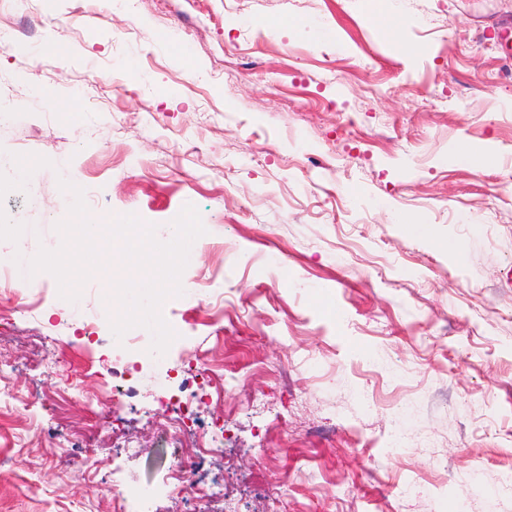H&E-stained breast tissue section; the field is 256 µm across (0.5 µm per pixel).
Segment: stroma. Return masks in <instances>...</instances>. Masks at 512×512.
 Wrapping results in <instances>:
<instances>
[{
    "label": "stroma",
    "instance_id": "stroma-1",
    "mask_svg": "<svg viewBox=\"0 0 512 512\" xmlns=\"http://www.w3.org/2000/svg\"><path fill=\"white\" fill-rule=\"evenodd\" d=\"M1 29L0 225L27 239L0 234V262L60 245L62 178L98 221L190 203L206 233L162 307L177 337L136 373L109 274L80 296L95 354L53 276L14 275L0 512H115L162 484L149 392L169 370L183 447L224 425L201 469L225 495L164 491L158 512H512V0H18ZM464 145L481 169L449 163ZM201 358L220 399L195 398ZM400 411L422 433L402 452Z\"/></svg>",
    "mask_w": 512,
    "mask_h": 512
}]
</instances>
